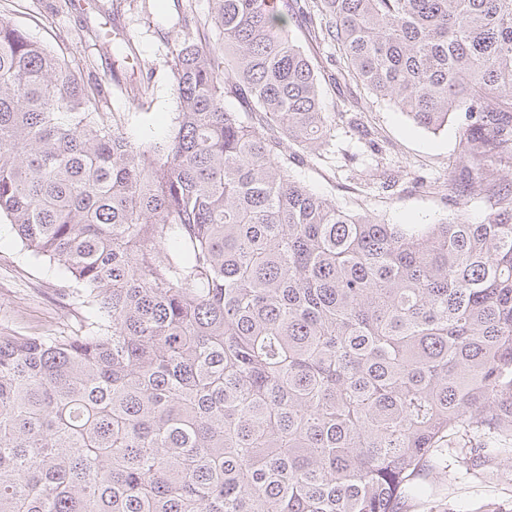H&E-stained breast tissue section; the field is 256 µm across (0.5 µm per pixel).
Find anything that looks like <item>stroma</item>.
I'll list each match as a JSON object with an SVG mask.
<instances>
[{
    "instance_id": "obj_1",
    "label": "stroma",
    "mask_w": 512,
    "mask_h": 512,
    "mask_svg": "<svg viewBox=\"0 0 512 512\" xmlns=\"http://www.w3.org/2000/svg\"><path fill=\"white\" fill-rule=\"evenodd\" d=\"M73 2L0 0V15L99 89L102 111L123 113L128 140L141 144L167 136L177 111L172 52L184 30L211 43L221 40L211 0H93L87 14L76 11ZM288 28L322 76L332 128L319 154L292 165L296 180L345 209L394 224H431L460 213L474 223L484 219L482 206L464 192L469 176L459 158L464 113L433 133L418 128L392 103L342 77L335 45L315 38L304 16H289ZM107 33L125 45V56L101 50ZM143 81L154 88L147 109L133 101ZM85 317L53 264L22 250L15 231L0 236V328L46 336L70 332ZM481 442L485 459L477 470L467 469L457 449H449L439 469L443 489L409 500L402 512H512V440L489 434Z\"/></svg>"
}]
</instances>
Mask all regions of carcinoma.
I'll return each mask as SVG.
<instances>
[{"label": "carcinoma", "instance_id": "obj_1", "mask_svg": "<svg viewBox=\"0 0 512 512\" xmlns=\"http://www.w3.org/2000/svg\"><path fill=\"white\" fill-rule=\"evenodd\" d=\"M212 3L140 145L0 18V217L92 313L0 328V512H398L451 439L512 437V4L304 0L376 98L472 120L483 221L390 224L291 175L328 135L288 0Z\"/></svg>", "mask_w": 512, "mask_h": 512}]
</instances>
